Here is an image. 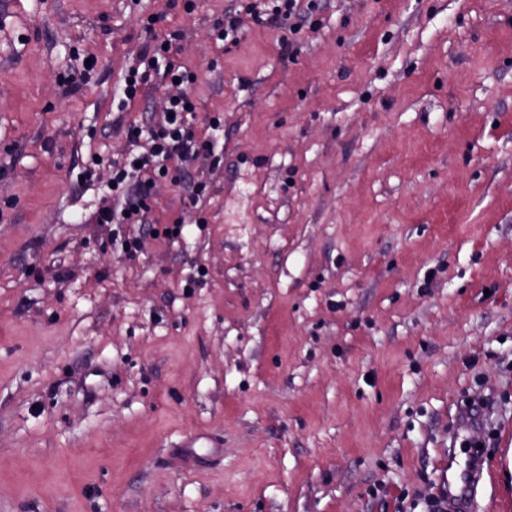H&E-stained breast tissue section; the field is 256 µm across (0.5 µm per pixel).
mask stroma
<instances>
[{
    "label": "stroma",
    "instance_id": "stroma-1",
    "mask_svg": "<svg viewBox=\"0 0 512 512\" xmlns=\"http://www.w3.org/2000/svg\"><path fill=\"white\" fill-rule=\"evenodd\" d=\"M253 2L0 0V512H430L468 397L512 512V0ZM150 17L207 195L98 224ZM274 2H279V4L274 5L271 11L275 15L282 16L288 20L295 17L302 21L303 18L308 17L310 13L319 7L315 0H308L305 6L301 5V0H275Z\"/></svg>",
    "mask_w": 512,
    "mask_h": 512
}]
</instances>
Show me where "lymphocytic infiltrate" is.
<instances>
[{
  "mask_svg": "<svg viewBox=\"0 0 512 512\" xmlns=\"http://www.w3.org/2000/svg\"><path fill=\"white\" fill-rule=\"evenodd\" d=\"M171 39L150 37L141 51V68L130 69L124 78L123 94L126 101H133L143 85L151 78L150 71L160 59H166L171 50ZM165 74L175 80L176 92L168 99L164 114L148 129L131 127V139L146 138L148 147L140 153H129L112 162L111 206L101 209L96 218L99 224H144L148 221L147 200L153 184L167 178L170 162L190 165L206 158L212 144L197 137L188 122L195 105L189 91L194 77L185 66L168 62Z\"/></svg>",
  "mask_w": 512,
  "mask_h": 512,
  "instance_id": "f902f5d3",
  "label": "lymphocytic infiltrate"
}]
</instances>
